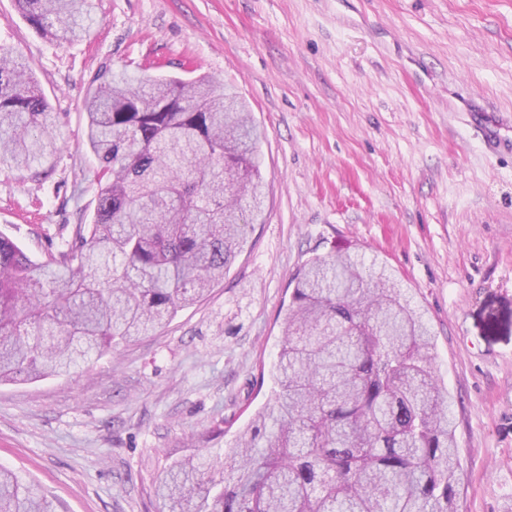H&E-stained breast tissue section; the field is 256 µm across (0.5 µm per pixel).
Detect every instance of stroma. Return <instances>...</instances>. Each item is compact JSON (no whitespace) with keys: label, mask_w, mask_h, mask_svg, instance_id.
Masks as SVG:
<instances>
[{"label":"stroma","mask_w":512,"mask_h":512,"mask_svg":"<svg viewBox=\"0 0 512 512\" xmlns=\"http://www.w3.org/2000/svg\"><path fill=\"white\" fill-rule=\"evenodd\" d=\"M91 37L36 34L0 0L61 146L0 166V233L35 260L90 223L84 102L99 70L232 84L263 133L264 220L203 300L71 375L0 385V465L52 512H153L151 475L231 443L274 397L292 276L386 264L434 331L460 466L455 512H512V0H96Z\"/></svg>","instance_id":"35a3bbf8"}]
</instances>
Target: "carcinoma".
Here are the masks:
<instances>
[{
  "label": "carcinoma",
  "instance_id": "cac0c4a2",
  "mask_svg": "<svg viewBox=\"0 0 512 512\" xmlns=\"http://www.w3.org/2000/svg\"><path fill=\"white\" fill-rule=\"evenodd\" d=\"M37 33L93 32V0H17ZM98 163L92 223L35 262L0 233V382L70 373L201 299L259 223L261 132L201 77L101 70L85 102ZM58 151L32 69L0 49V165L33 176ZM278 391L231 448L152 478L154 512H455L459 460L425 314L382 265L349 252L293 278ZM0 512H50L0 468Z\"/></svg>",
  "mask_w": 512,
  "mask_h": 512
}]
</instances>
